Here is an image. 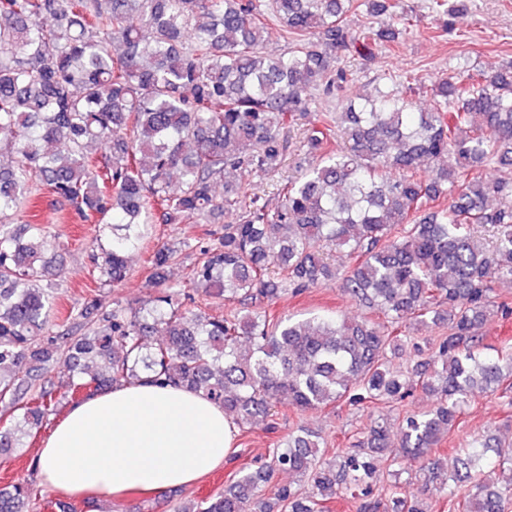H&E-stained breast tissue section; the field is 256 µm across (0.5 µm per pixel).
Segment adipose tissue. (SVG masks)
I'll list each match as a JSON object with an SVG mask.
<instances>
[{
	"label": "adipose tissue",
	"instance_id": "obj_1",
	"mask_svg": "<svg viewBox=\"0 0 512 512\" xmlns=\"http://www.w3.org/2000/svg\"><path fill=\"white\" fill-rule=\"evenodd\" d=\"M234 428L199 393L148 380L72 403L33 465L62 496L188 486L223 465Z\"/></svg>",
	"mask_w": 512,
	"mask_h": 512
}]
</instances>
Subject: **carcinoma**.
Instances as JSON below:
<instances>
[{"label": "carcinoma", "mask_w": 512, "mask_h": 512, "mask_svg": "<svg viewBox=\"0 0 512 512\" xmlns=\"http://www.w3.org/2000/svg\"><path fill=\"white\" fill-rule=\"evenodd\" d=\"M363 6L390 13L391 0H0V448L36 436L59 407L120 383L148 378L201 393L244 430L276 429L272 410L291 412L433 398L391 423L376 417L347 448L303 426L238 468L224 492L176 512H331L351 499L357 512H429L430 486L467 483L448 512H506L512 501V444L474 438L454 449L453 471L434 457L477 391L512 393V345L484 354L481 329L512 307L494 304L496 281L512 283V182L483 177L491 161L512 168V61L464 81L430 87L416 112L412 73L397 86L352 100L340 112L311 113L312 92L343 90L345 58L363 61L400 43L413 18L356 34L346 16ZM448 19L463 0H433ZM294 44L262 51L268 21ZM302 124L303 174L281 187L273 209L224 182L275 173L288 150L284 129ZM344 146L336 149L335 138ZM93 144L107 151L95 157ZM178 190H171L172 178ZM224 183V195L216 185ZM83 220L110 230L96 241L95 269L117 285L145 238L150 216L163 224L237 211L214 245L199 248L190 289L168 283L177 250L150 253L156 295L140 308L119 303L60 350L44 336L56 292L59 242L39 223H16L37 184ZM448 197V206L433 203ZM494 198L497 204L489 205ZM487 226L489 241L474 237ZM345 250L349 268L323 248ZM335 280L382 321L344 316L273 318L263 304ZM233 309L210 316L184 308L194 293ZM448 329L429 343L428 361L396 356L414 340L406 320ZM76 367L64 382L46 376L59 361ZM420 463L413 493L399 481L378 490L377 461ZM304 487L262 494L276 472ZM28 482L0 489V512H22Z\"/></svg>", "instance_id": "cac0c4a2"}]
</instances>
